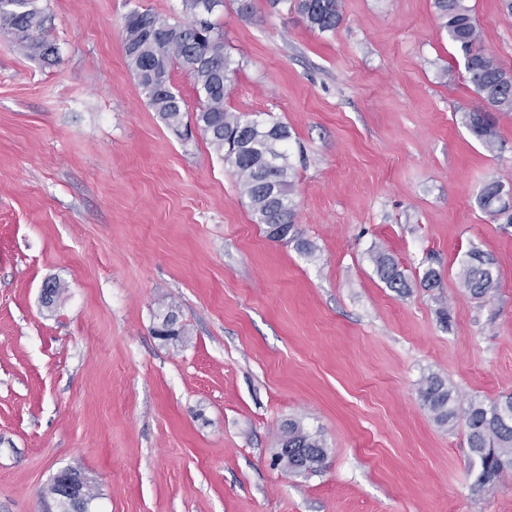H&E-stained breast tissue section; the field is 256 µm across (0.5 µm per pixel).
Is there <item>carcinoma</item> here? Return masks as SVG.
I'll return each mask as SVG.
<instances>
[{
    "label": "carcinoma",
    "instance_id": "cac0c4a2",
    "mask_svg": "<svg viewBox=\"0 0 512 512\" xmlns=\"http://www.w3.org/2000/svg\"><path fill=\"white\" fill-rule=\"evenodd\" d=\"M469 0H434L441 28L461 53L468 80L483 106L464 113L470 131L492 151L496 147L495 112H512V69L482 45L481 32ZM188 22L171 23L148 10H132L123 22V45L128 64L137 76L149 105L162 123L181 136L192 135L184 124L187 107L171 84V71L179 68L193 80L198 107L195 124L213 150L236 173L241 194L250 204L257 223L275 241L289 240L308 255L311 244L296 229V183L288 164V126L261 123L228 110L225 99L237 72L234 60L224 51V31L208 19L202 0H182ZM291 9L311 30L333 32L343 21L341 0H291ZM0 32L12 37L26 54L54 61L57 48L49 38L46 17L38 0H0ZM512 194L497 179L486 181L476 195L478 208L498 224H512ZM374 263L380 280L399 293L410 291L398 263L378 251ZM494 262L480 250H469L461 260L460 287L472 298L487 302L496 290ZM158 336L185 335L177 313L169 309L158 327ZM423 406L441 427H453L460 419L467 427L470 465L478 472L476 486L490 490L512 471V395L485 403L470 400L457 404L452 388L436 375L426 377L418 388ZM279 447L288 449L280 461L290 474L322 469L328 457L322 435L290 419L278 435Z\"/></svg>",
    "mask_w": 512,
    "mask_h": 512
}]
</instances>
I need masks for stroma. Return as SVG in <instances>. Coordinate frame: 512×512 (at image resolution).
<instances>
[{
  "label": "stroma",
  "instance_id": "1",
  "mask_svg": "<svg viewBox=\"0 0 512 512\" xmlns=\"http://www.w3.org/2000/svg\"><path fill=\"white\" fill-rule=\"evenodd\" d=\"M251 3L214 16L238 65L226 104L287 125L309 256L266 236L131 72L124 16L183 23L180 0H40L53 64L0 34V512H56L63 469L91 512H512V473L476 493L464 422L439 427L418 396L431 374L466 400L512 393V225L475 203L489 179L512 190V112L492 151L465 125L481 100L433 0H342L324 33L289 0ZM470 4L512 68V14ZM473 247L499 275L486 303L458 284ZM171 306L187 333L163 340ZM291 419L321 432L319 472L275 464ZM373 258L377 274L388 288H392L398 293L410 291L411 285L402 274L398 263L393 257L385 252L377 251Z\"/></svg>",
  "mask_w": 512,
  "mask_h": 512
}]
</instances>
